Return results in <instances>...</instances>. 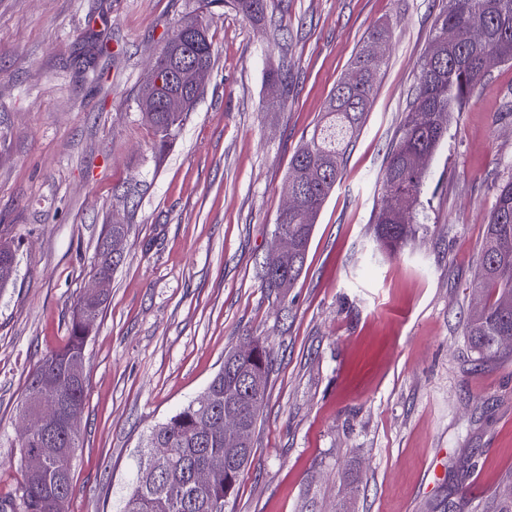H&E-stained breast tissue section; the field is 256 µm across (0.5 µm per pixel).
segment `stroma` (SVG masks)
Returning a JSON list of instances; mask_svg holds the SVG:
<instances>
[{"instance_id":"1","label":"stroma","mask_w":512,"mask_h":512,"mask_svg":"<svg viewBox=\"0 0 512 512\" xmlns=\"http://www.w3.org/2000/svg\"><path fill=\"white\" fill-rule=\"evenodd\" d=\"M441 0H268L253 22L204 0H0V499L30 371L68 334L106 225L126 258L85 348L87 399L68 512H119L143 440L199 398L229 351L272 353L252 462L224 512H512V361L464 333L498 186L512 177V64L489 68L429 165L400 251L371 218ZM215 43L204 92L157 153L136 98L182 17ZM391 22L372 106L316 221L294 287L264 286L294 152L368 32ZM111 48L99 55L98 45ZM94 58L103 80L83 67ZM294 91L270 111L267 71Z\"/></svg>"}]
</instances>
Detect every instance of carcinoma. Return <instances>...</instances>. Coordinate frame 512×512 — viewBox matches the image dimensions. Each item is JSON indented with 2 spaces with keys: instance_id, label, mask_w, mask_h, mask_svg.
<instances>
[{
  "instance_id": "cac0c4a2",
  "label": "carcinoma",
  "mask_w": 512,
  "mask_h": 512,
  "mask_svg": "<svg viewBox=\"0 0 512 512\" xmlns=\"http://www.w3.org/2000/svg\"><path fill=\"white\" fill-rule=\"evenodd\" d=\"M212 2L224 3L254 22L265 18L267 0ZM195 23L204 24V18L185 17L168 37L155 60L159 70L171 73L174 58L187 52L195 61L213 63L212 37L196 47L179 42L183 28ZM496 61L512 62V0H445L429 47L417 64L410 112L380 177L383 198L389 202L373 220L380 247L395 252L412 235L428 162L448 132L453 114L463 111ZM383 65V57L370 55L366 48L359 51L330 94L322 122L292 156L288 181L296 187L297 208L285 217L277 216L274 229L287 230L297 249L286 257L268 255L261 266L267 287H279L280 274L288 276L290 287L300 277L315 218L342 177L346 148L365 121ZM266 81L279 84L282 90L267 108H283L293 93L288 67L269 70ZM144 96L141 93L139 110L163 150L180 131L186 113L169 112L158 103L147 107ZM123 260L122 255H110L104 237L92 274L110 277ZM474 288L483 293L485 303L466 323L469 345L481 363L507 361L512 358V347L501 346L499 337L512 336V178L499 187L490 212ZM106 302L105 297L80 296L73 306L66 343L47 353L29 374L20 412L26 413V405L37 393L55 405L58 417L22 435L17 447L40 448L47 439L60 452L44 461L41 472H24V482L11 500L15 512H66L74 494L68 459L80 448V431L66 424L64 416L71 405L85 404L86 378H77L74 368L84 361L91 329ZM253 350V355L235 351L224 357V368L206 387L210 406L203 408L192 401L151 430L145 447L157 441L170 449V455L154 459L146 452L140 457L138 465L153 467L157 478L151 485L136 482L122 512H224L251 456L245 449L226 447L229 436L224 431V415L238 416L255 433L272 366L266 347L256 344ZM215 457L224 458V469L212 472L205 483L197 482L194 472Z\"/></svg>"
}]
</instances>
